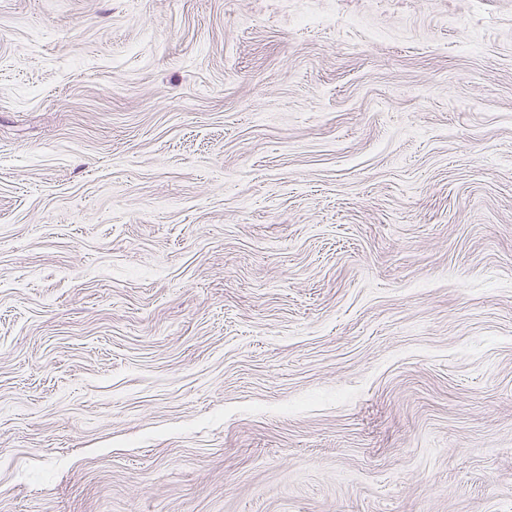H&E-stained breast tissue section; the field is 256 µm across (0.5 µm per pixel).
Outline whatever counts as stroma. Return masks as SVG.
Wrapping results in <instances>:
<instances>
[{"label": "stroma", "mask_w": 512, "mask_h": 512, "mask_svg": "<svg viewBox=\"0 0 512 512\" xmlns=\"http://www.w3.org/2000/svg\"><path fill=\"white\" fill-rule=\"evenodd\" d=\"M0 512H512V0H0Z\"/></svg>", "instance_id": "1"}]
</instances>
